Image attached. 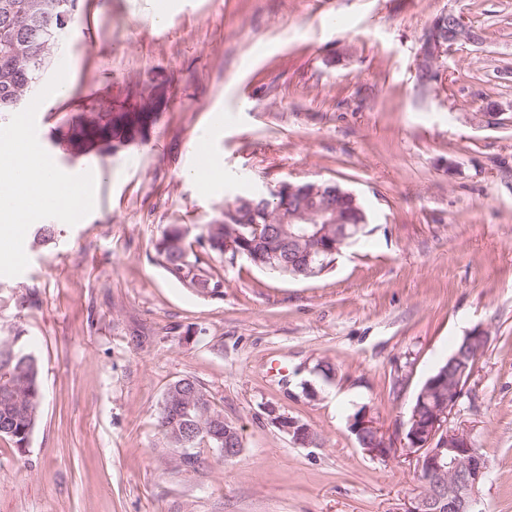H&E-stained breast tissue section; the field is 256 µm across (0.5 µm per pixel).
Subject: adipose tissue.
<instances>
[{"label": "adipose tissue", "mask_w": 512, "mask_h": 512, "mask_svg": "<svg viewBox=\"0 0 512 512\" xmlns=\"http://www.w3.org/2000/svg\"><path fill=\"white\" fill-rule=\"evenodd\" d=\"M6 153L0 161V268L15 263L24 227L37 218L28 205L31 196L52 199L66 217L74 208L89 205L84 188L56 177L34 146L21 151L10 147Z\"/></svg>", "instance_id": "1"}]
</instances>
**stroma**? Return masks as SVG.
<instances>
[{"instance_id":"stroma-1","label":"stroma","mask_w":512,"mask_h":512,"mask_svg":"<svg viewBox=\"0 0 512 512\" xmlns=\"http://www.w3.org/2000/svg\"><path fill=\"white\" fill-rule=\"evenodd\" d=\"M81 0L36 94L33 140L57 169L92 171L96 203L57 220L0 273V333L40 366L25 448L0 438V512H405L421 484L405 449L363 453L350 415L370 406L402 439L431 373L473 329L489 342L448 419L488 462L475 512H512V0ZM454 9L480 34L444 79L418 82L419 39ZM73 87L57 98L59 78ZM155 92L145 142L68 158L51 131L92 100ZM500 125L479 120L486 104ZM207 144L223 177L190 176ZM356 194L364 234L316 279L216 263L219 297L171 279L154 244L191 235L227 200L283 182ZM335 368L324 379L316 366ZM191 376L243 444L174 465L158 423ZM320 436L303 447L268 407Z\"/></svg>"}]
</instances>
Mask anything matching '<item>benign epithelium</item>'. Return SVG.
Returning a JSON list of instances; mask_svg holds the SVG:
<instances>
[{"label":"benign epithelium","mask_w":512,"mask_h":512,"mask_svg":"<svg viewBox=\"0 0 512 512\" xmlns=\"http://www.w3.org/2000/svg\"><path fill=\"white\" fill-rule=\"evenodd\" d=\"M480 40L479 34L467 24L455 10L443 11L433 18L424 32L422 50L418 53L417 69L421 75L430 77L441 74L439 63L442 58L452 57L466 44ZM274 194L291 201L273 215V222L279 225L278 242L302 243L317 235H336V250L339 253L348 234L335 231L338 225L346 223L341 210L327 205L322 200L323 191L309 196L293 184L280 185ZM302 224L299 233L292 226ZM329 253L317 246L305 250L307 266L303 275H321L327 269V262L314 263V257ZM488 344V335L481 329H474L463 338V349L454 353L447 369L430 377L419 393L421 401H434L431 413L422 417L412 409L404 427V446L416 461L417 471L426 476L420 492L409 502L406 512H473V494L486 476L488 464L485 458L473 448L468 433L448 429V416L455 408L462 390L472 375L474 366ZM184 391L172 389L166 395V410H191L201 405L202 398L195 396V404L185 403ZM272 422L287 434L297 445L311 446L317 443V434L300 420L268 409ZM351 429L364 453L373 458H387L395 451L394 442L378 425L369 406H363L358 420H350ZM210 437L224 445L222 453L234 459L242 451L239 445V431L232 424H224V433L212 430ZM194 435L182 427L177 431L175 462L183 466L188 459L187 445L193 443Z\"/></svg>","instance_id":"benign-epithelium-1"}]
</instances>
